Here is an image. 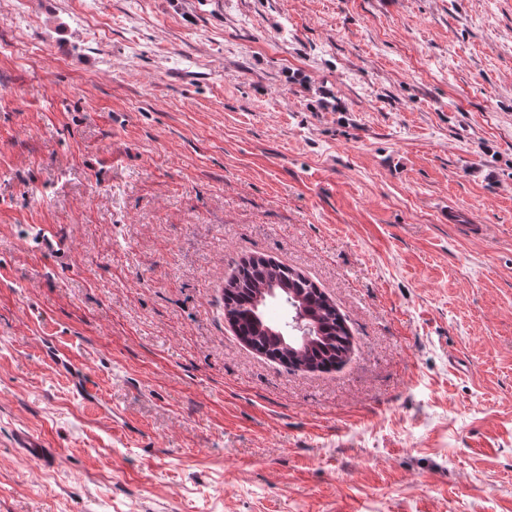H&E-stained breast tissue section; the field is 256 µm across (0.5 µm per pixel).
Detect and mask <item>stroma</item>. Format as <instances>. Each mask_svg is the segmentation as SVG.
Wrapping results in <instances>:
<instances>
[{
    "label": "stroma",
    "mask_w": 512,
    "mask_h": 512,
    "mask_svg": "<svg viewBox=\"0 0 512 512\" xmlns=\"http://www.w3.org/2000/svg\"><path fill=\"white\" fill-rule=\"evenodd\" d=\"M0 512H512V0H0ZM289 267L269 261L258 269L248 270L242 265L238 271V283L233 286L232 279L225 288H231V295L224 293V315L229 312L235 319L240 339L252 343L256 350L273 361L294 367L288 364L289 347L282 345L270 333L269 322H274L265 311L255 309V301L259 287L249 285L252 277L260 288H275L281 292L279 299H293V294L299 296L298 305L305 314L315 321L312 330V339L306 344L295 345L302 350L304 363L318 371L335 368L344 361L349 350V336H351L345 320L336 307L328 306L325 294L311 280L303 275H292ZM242 272V274H241ZM287 287L288 292L283 289ZM291 290V291H290ZM262 315V316H260Z\"/></svg>",
    "instance_id": "obj_1"
}]
</instances>
